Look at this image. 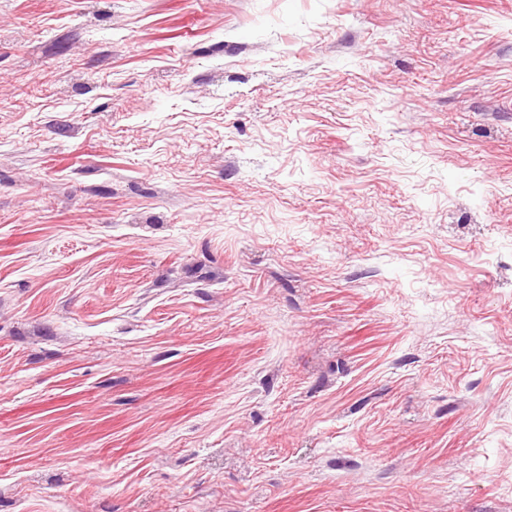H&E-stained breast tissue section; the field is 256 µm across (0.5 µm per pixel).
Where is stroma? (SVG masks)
I'll return each mask as SVG.
<instances>
[{"instance_id": "obj_1", "label": "stroma", "mask_w": 512, "mask_h": 512, "mask_svg": "<svg viewBox=\"0 0 512 512\" xmlns=\"http://www.w3.org/2000/svg\"><path fill=\"white\" fill-rule=\"evenodd\" d=\"M0 512H512V0H0Z\"/></svg>"}]
</instances>
